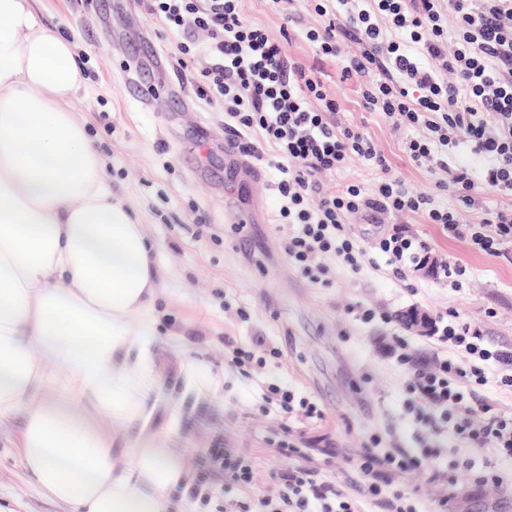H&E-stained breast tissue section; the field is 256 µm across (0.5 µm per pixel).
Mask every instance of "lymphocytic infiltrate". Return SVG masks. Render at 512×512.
Masks as SVG:
<instances>
[{
	"label": "lymphocytic infiltrate",
	"instance_id": "obj_1",
	"mask_svg": "<svg viewBox=\"0 0 512 512\" xmlns=\"http://www.w3.org/2000/svg\"><path fill=\"white\" fill-rule=\"evenodd\" d=\"M322 17L306 39L320 56L334 60L342 79L359 75L363 107L416 129L404 150L417 166L444 173L439 191L452 194L453 208L436 205L431 194L409 189L373 141L338 118L341 106L318 71L294 62L287 40L247 22L240 0H150L149 10L181 35L177 73L205 98L220 95L224 127L233 151L248 155L255 140L267 144L282 177L276 189L279 214L288 228L283 251L301 275L321 286L331 279L327 257L359 270L367 251L347 232L353 216L380 221L389 214L420 215L453 237L468 238L476 250L496 256L512 240V207L485 211L476 224L460 220V205L475 206V187L512 197V0H314ZM346 6L338 17L337 6ZM206 33V45L196 36ZM208 59L200 75L190 74L189 58ZM465 138L488 159L481 182L467 167L448 163V151ZM370 161L380 176L371 186L350 183L338 193L323 190L322 177L344 169L353 158ZM392 275L401 281L430 264L427 241L399 232L378 238ZM438 352L426 364L395 337L386 355L404 369L406 412L416 448L384 434L370 435L353 459L351 486L328 475L338 454L332 443L295 440L291 422L321 423L325 412L309 397L270 380L257 402L261 415L276 414L284 425L273 438L287 467L272 473L259 498L244 496L254 485L252 460L215 437L200 449V464L188 478L190 498L221 491L224 512H427L403 474H420L437 488V512H448L456 497L457 463L439 443L448 436L475 452L492 449L512 462V414L477 394L495 383L512 388V347L490 342L485 331L458 311L437 313L426 334ZM282 351L256 337L252 348L224 353L225 366L249 375L280 359Z\"/></svg>",
	"mask_w": 512,
	"mask_h": 512
}]
</instances>
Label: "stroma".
I'll return each instance as SVG.
<instances>
[{
    "label": "stroma",
    "mask_w": 512,
    "mask_h": 512,
    "mask_svg": "<svg viewBox=\"0 0 512 512\" xmlns=\"http://www.w3.org/2000/svg\"><path fill=\"white\" fill-rule=\"evenodd\" d=\"M147 0H32L45 26L73 36L86 83L70 110L93 137L107 163L112 192L137 215L165 268L157 301L160 399L150 427L168 433V447L180 449L184 472L192 474L197 451L214 435L249 456L256 482L270 480L269 438L279 432L274 415H259L255 399L260 382L278 379L311 397L326 412L323 423L307 427L311 437L326 436L337 447L354 450L374 433L393 432L404 447H414L413 428L404 410L405 372L379 351L383 337L406 335L418 356L434 347L402 326L349 320L347 305L360 303L393 310L417 308L434 314L455 309L481 324L496 342L512 346V262L474 250L468 241L449 237L423 217L391 216L383 223L352 221L350 232L368 249L359 271L332 265V284L311 283L289 266L282 248L281 178L265 144H258L252 181H228L224 169V111L185 87L184 104L147 109L130 97L127 85L140 77L158 83L178 81V34L147 9ZM243 15L272 35L288 27V52L302 65L319 70L341 103L342 123L369 136L392 171L417 191L433 193L437 205L452 197L436 192V178L415 166L404 152L413 129L378 112L366 111L357 79L342 80L336 65L321 59L306 29L320 22L310 0H241ZM248 215L246 244H239L232 222ZM400 229L430 242L435 255L466 268L461 290L436 284L432 276L413 277L414 292L395 279L376 238ZM248 319H240L238 310ZM266 337L282 350L278 363L244 377L224 364V343L251 344ZM204 364L220 382L217 392L196 395L185 388L183 357ZM19 420L0 423V512H73L70 505L40 496L21 467ZM453 512H512V490L473 491L467 477Z\"/></svg>",
    "instance_id": "stroma-1"
}]
</instances>
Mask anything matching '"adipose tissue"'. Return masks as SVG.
<instances>
[{"instance_id":"1","label":"adipose tissue","mask_w":512,"mask_h":512,"mask_svg":"<svg viewBox=\"0 0 512 512\" xmlns=\"http://www.w3.org/2000/svg\"><path fill=\"white\" fill-rule=\"evenodd\" d=\"M84 81L29 0H0V421L21 419L22 466L44 498L168 512L183 459L148 429L165 272L68 109Z\"/></svg>"}]
</instances>
